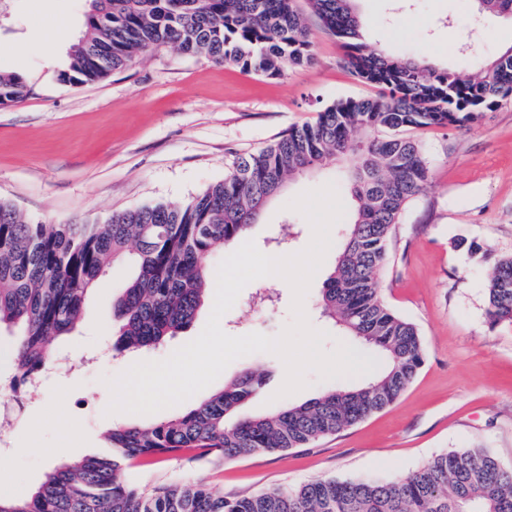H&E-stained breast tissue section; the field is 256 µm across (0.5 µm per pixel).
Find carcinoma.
Returning a JSON list of instances; mask_svg holds the SVG:
<instances>
[{
	"label": "carcinoma",
	"mask_w": 512,
	"mask_h": 512,
	"mask_svg": "<svg viewBox=\"0 0 512 512\" xmlns=\"http://www.w3.org/2000/svg\"><path fill=\"white\" fill-rule=\"evenodd\" d=\"M295 0H87L85 30L69 49L61 79L87 83L140 53L173 44L225 65L267 76L312 62V41ZM477 14L507 18L512 0H474ZM349 68L386 93L342 98L315 123L296 126L266 147L235 157L224 180L182 204L114 214L103 224H33L0 202V328L18 331V372L42 371L56 343L80 324L99 278L118 261L133 276L113 305L118 352L154 348L185 332L204 303L218 247L245 240L286 183L330 162L352 161L355 202L317 308L386 356L375 381L328 390L301 404L239 417L265 382L246 370L173 419L114 424L109 455L53 467L25 498L0 496V512H512V462L485 448L439 454L387 481L317 479L296 487L228 498L202 481L149 492L118 473L163 456L231 460L302 448L395 402L424 361L416 325L382 300L379 273L409 203L426 187L429 161L413 130L462 127L484 112L512 107V49L473 74L369 48L355 0H310ZM27 93L22 74L0 71V104ZM492 322L512 323V256L494 260L486 284Z\"/></svg>",
	"instance_id": "1"
}]
</instances>
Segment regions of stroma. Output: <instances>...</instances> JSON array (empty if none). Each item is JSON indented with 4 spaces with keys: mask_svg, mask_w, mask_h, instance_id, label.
Here are the masks:
<instances>
[{
    "mask_svg": "<svg viewBox=\"0 0 512 512\" xmlns=\"http://www.w3.org/2000/svg\"><path fill=\"white\" fill-rule=\"evenodd\" d=\"M310 30V65L269 77L230 68L167 45L136 57L98 81L72 84L48 66L49 31L69 17L83 30L85 0H8L0 13V71L27 82L22 100L0 106V201L42 224H100L112 214L180 203L223 180L234 157L261 149L289 129L314 121L336 100L376 95L343 61L336 38L322 27L309 0H296ZM368 21L371 48L437 61L469 73L512 48V20L475 21L468 0H358ZM431 162L425 190L406 209L388 246L380 277L387 306L413 322L425 357L413 382L390 406L305 448L233 461L172 457L125 481L153 488L196 479L225 495L253 494L276 485L317 478L385 480L408 474L431 457L481 446L512 461V323L489 325L485 284L494 258L512 255V107L485 112L465 128L419 131ZM334 184L351 206L347 170L330 166L298 177L272 201L249 237L266 255L278 252L283 226L289 253L312 237L307 220L288 204L300 193ZM477 240L491 258L470 254L462 241ZM129 271L118 264L92 291L78 329L58 351L82 371L47 374L0 444V487L15 496L34 491L53 461L105 452L103 431L138 424L140 415H106L111 393L105 378L140 361L162 360L195 339L208 318L200 308L192 326L165 345L117 354L113 303ZM275 288L274 305L255 304L258 289ZM320 284L304 298L310 325L326 331L325 351L351 347L353 358L379 371L380 353L345 334L316 308ZM290 285L257 279L220 321L232 336H278L293 320ZM282 360L253 353L233 361L206 389L150 414L158 422L181 416L243 370L266 373L263 388L240 415L264 414L280 403L360 384V377L320 380L308 371L306 388L278 402Z\"/></svg>",
    "mask_w": 512,
    "mask_h": 512,
    "instance_id": "stroma-1",
    "label": "stroma"
}]
</instances>
